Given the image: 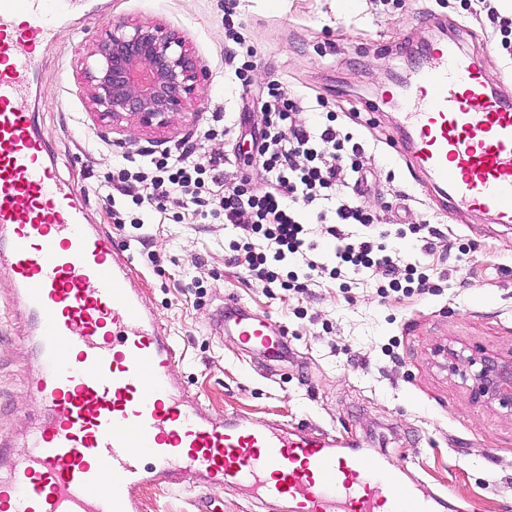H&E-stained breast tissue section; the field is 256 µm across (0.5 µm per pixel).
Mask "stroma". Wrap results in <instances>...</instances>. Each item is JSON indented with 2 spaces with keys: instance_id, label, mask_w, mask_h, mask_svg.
Instances as JSON below:
<instances>
[{
  "instance_id": "obj_1",
  "label": "stroma",
  "mask_w": 512,
  "mask_h": 512,
  "mask_svg": "<svg viewBox=\"0 0 512 512\" xmlns=\"http://www.w3.org/2000/svg\"><path fill=\"white\" fill-rule=\"evenodd\" d=\"M426 11L495 44L492 76L512 74L497 27L470 0H352L346 10L338 0H83L55 44L37 55L31 107L87 223L130 246V285L174 336L183 353L175 381L197 392L204 409L334 432L393 463L405 484L441 496L438 512H512V408L475 398L455 360L459 353L512 358V227L442 209L433 185L393 146L402 95L376 114L362 108L391 86L396 63L387 47L433 34ZM117 20L165 23L193 47L208 81L191 114L153 130L100 126L78 74L91 42ZM247 46L253 66L239 76L234 58ZM273 81L282 97L311 101L303 120L334 114L336 128L376 145L373 188L379 201L396 205L386 220L427 224L441 235L429 254L399 243L408 262L446 273L439 292L384 297L374 274L270 288L230 263L240 230L178 206L141 209V225L116 229L95 186L124 160L188 139L199 157L247 162L250 138L208 130L227 113L253 130ZM7 286L0 272V440L20 454L38 414L26 392L38 356ZM229 294L285 327L287 360L269 362L242 351L236 337L214 336L211 313Z\"/></svg>"
}]
</instances>
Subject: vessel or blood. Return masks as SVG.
I'll list each match as a JSON object with an SVG mask.
<instances>
[{
    "label": "vessel or blood",
    "instance_id": "1",
    "mask_svg": "<svg viewBox=\"0 0 512 512\" xmlns=\"http://www.w3.org/2000/svg\"><path fill=\"white\" fill-rule=\"evenodd\" d=\"M76 0H0V250L13 298L34 325L40 371L28 393L46 417L14 455L0 442V512H142L146 486L193 492L247 487L287 512H436L394 465L340 452L335 434L207 414L178 388L173 336L130 288L129 246L85 222L30 112L37 47L54 41ZM485 48L456 38L409 73L397 144L433 181L443 208L512 226V85L492 80ZM272 361L284 326L225 301L213 331Z\"/></svg>",
    "mask_w": 512,
    "mask_h": 512
}]
</instances>
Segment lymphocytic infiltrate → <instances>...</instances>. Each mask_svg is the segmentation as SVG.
I'll return each instance as SVG.
<instances>
[{"label":"lymphocytic infiltrate","mask_w":512,"mask_h":512,"mask_svg":"<svg viewBox=\"0 0 512 512\" xmlns=\"http://www.w3.org/2000/svg\"><path fill=\"white\" fill-rule=\"evenodd\" d=\"M267 96L262 143L257 148L266 177L264 190L252 191L245 176L225 171L223 156L203 161L193 148L182 145L151 157L137 172L119 170V182L142 187L133 194V203L160 210L170 204L201 207L247 233L249 242L232 260L271 288H288L279 265L296 260L308 282L325 274L336 279L374 269L392 291L420 295L433 291L429 275L416 264L399 267L396 249L386 244L389 237L410 234L422 241L425 252H432L433 244L426 239L429 225L386 229L377 210L367 204L360 184L343 178L344 172L357 174L363 169L364 145L330 123L298 122V114L308 109L305 99H283L272 85ZM315 223L320 224L321 235L336 243L335 266L315 253L310 238Z\"/></svg>","instance_id":"obj_1"}]
</instances>
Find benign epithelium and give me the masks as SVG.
<instances>
[{"instance_id": "7a95c632", "label": "benign epithelium", "mask_w": 512, "mask_h": 512, "mask_svg": "<svg viewBox=\"0 0 512 512\" xmlns=\"http://www.w3.org/2000/svg\"><path fill=\"white\" fill-rule=\"evenodd\" d=\"M83 89L98 118L130 120L141 128L163 127L186 112L207 81L179 33L161 23H111L87 53ZM462 374L488 402L512 405V358L468 357Z\"/></svg>"}]
</instances>
